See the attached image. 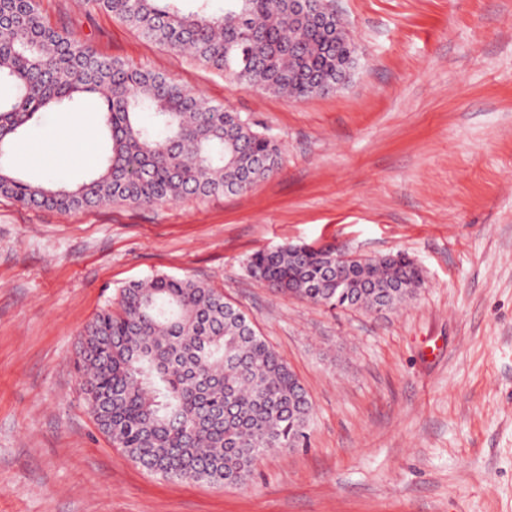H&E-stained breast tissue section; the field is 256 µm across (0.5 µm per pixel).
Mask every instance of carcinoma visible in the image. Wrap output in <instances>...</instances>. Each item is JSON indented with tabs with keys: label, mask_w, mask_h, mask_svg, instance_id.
Returning a JSON list of instances; mask_svg holds the SVG:
<instances>
[{
	"label": "carcinoma",
	"mask_w": 512,
	"mask_h": 512,
	"mask_svg": "<svg viewBox=\"0 0 512 512\" xmlns=\"http://www.w3.org/2000/svg\"><path fill=\"white\" fill-rule=\"evenodd\" d=\"M85 0L142 37L187 52L238 82L305 98L355 43L334 0L293 22L288 0ZM296 52H288V45ZM0 158L20 132L57 106L101 101L106 161L70 187L22 179L0 161V196L22 207L72 212L186 197L237 194L276 171L280 144L237 112L208 104L168 76L98 55L51 26L39 0H0ZM249 272L278 293L332 309L395 308L420 287L399 254L366 259L336 287V249L301 254L284 245L254 253ZM86 403L98 428L136 464L180 480L248 481L277 448L306 444L307 392L287 362L224 294L189 278L157 276L122 288L119 311L102 309L79 349Z\"/></svg>",
	"instance_id": "cac0c4a2"
}]
</instances>
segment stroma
<instances>
[{"label":"stroma","instance_id":"stroma-1","mask_svg":"<svg viewBox=\"0 0 512 512\" xmlns=\"http://www.w3.org/2000/svg\"><path fill=\"white\" fill-rule=\"evenodd\" d=\"M47 20L239 112L283 151L246 192L62 213L0 198V512H512V0H336L343 88L238 84L82 0ZM401 252L424 286L382 314L274 293L260 250ZM223 292L312 402L308 441L246 484L149 472L100 432L85 326L156 275Z\"/></svg>","mask_w":512,"mask_h":512}]
</instances>
